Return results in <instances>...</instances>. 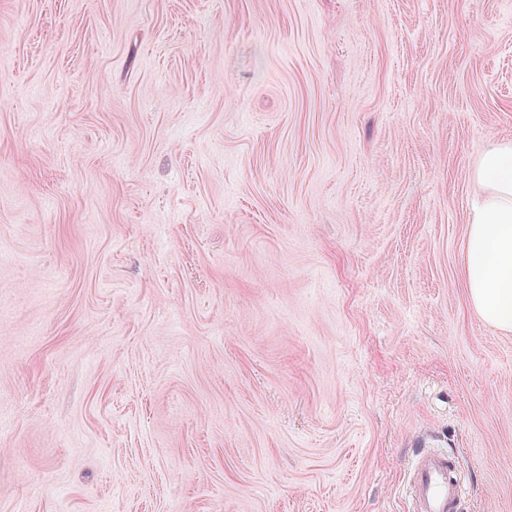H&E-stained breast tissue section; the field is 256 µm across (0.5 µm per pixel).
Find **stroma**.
<instances>
[{
    "label": "stroma",
    "mask_w": 512,
    "mask_h": 512,
    "mask_svg": "<svg viewBox=\"0 0 512 512\" xmlns=\"http://www.w3.org/2000/svg\"><path fill=\"white\" fill-rule=\"evenodd\" d=\"M501 140L512 0H0V512H512ZM472 178L481 193L466 234L468 300L486 324L512 332V141L488 149ZM406 480L409 512H461L464 484L458 461L448 452L418 441Z\"/></svg>",
    "instance_id": "35a3bbf8"
}]
</instances>
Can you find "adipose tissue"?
I'll list each match as a JSON object with an SVG mask.
<instances>
[{
	"label": "adipose tissue",
	"mask_w": 512,
	"mask_h": 512,
	"mask_svg": "<svg viewBox=\"0 0 512 512\" xmlns=\"http://www.w3.org/2000/svg\"><path fill=\"white\" fill-rule=\"evenodd\" d=\"M472 178L481 193L466 234L468 300L486 324L512 332V141L488 149Z\"/></svg>",
	"instance_id": "1"
}]
</instances>
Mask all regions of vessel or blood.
I'll return each instance as SVG.
<instances>
[{
  "mask_svg": "<svg viewBox=\"0 0 512 512\" xmlns=\"http://www.w3.org/2000/svg\"><path fill=\"white\" fill-rule=\"evenodd\" d=\"M409 512H461L464 484L458 461L419 441L406 480Z\"/></svg>",
  "mask_w": 512,
  "mask_h": 512,
  "instance_id": "1",
  "label": "vessel or blood"
}]
</instances>
